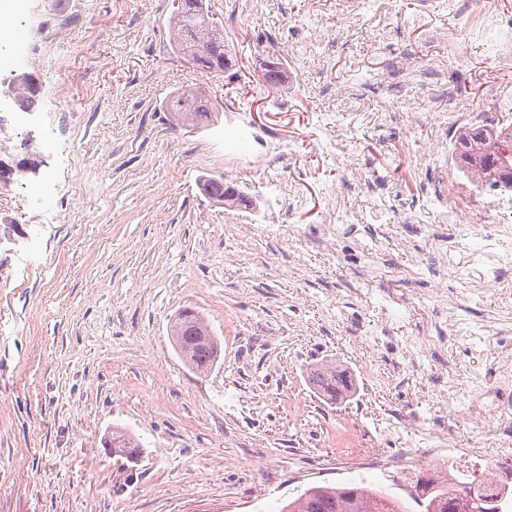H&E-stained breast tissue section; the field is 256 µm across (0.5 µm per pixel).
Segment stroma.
<instances>
[{
  "label": "stroma",
  "mask_w": 512,
  "mask_h": 512,
  "mask_svg": "<svg viewBox=\"0 0 512 512\" xmlns=\"http://www.w3.org/2000/svg\"><path fill=\"white\" fill-rule=\"evenodd\" d=\"M466 0H383L388 16L352 20L347 35L303 59L306 28H332L344 0H207L238 58L207 75L170 45L174 0H32L23 65L40 79L48 152L0 116V164L35 169L0 179V512H280L314 485H365L409 501L422 466L397 465L392 424L418 423L449 452L512 443V266L489 285L468 266V225L485 214L443 138L464 119L498 124L512 104L481 88L494 64L470 31ZM288 69L261 84L266 52ZM410 69H396L399 60ZM364 71L384 94L342 89ZM203 87L217 122L189 128L167 108ZM455 91L452 110L417 119ZM396 117L370 123L379 97ZM249 121V158L224 151V124ZM331 118L362 178L385 193L350 195L342 169L319 156ZM294 153L275 177L296 194L273 209L263 186L267 143ZM451 173L460 221L420 213ZM54 217L27 202L44 175ZM206 177L233 181L247 209L203 194ZM338 197L362 215L388 202L390 224L324 235L320 213ZM283 225L263 236L253 219ZM193 308L221 341L216 367L192 372L169 326ZM316 362L345 365L355 393L332 403L310 385ZM143 447L130 461L104 447L112 427ZM375 449L365 473L338 439Z\"/></svg>",
  "instance_id": "35a3bbf8"
}]
</instances>
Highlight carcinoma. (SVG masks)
Listing matches in <instances>:
<instances>
[{
    "mask_svg": "<svg viewBox=\"0 0 512 512\" xmlns=\"http://www.w3.org/2000/svg\"><path fill=\"white\" fill-rule=\"evenodd\" d=\"M171 43L178 51L191 56L193 63L209 73L222 75L233 67L231 50L224 41V29L209 14L205 0H181V5L170 18ZM263 82L276 88L287 82L288 74L281 60L270 61ZM13 101L24 109L34 106L39 88L37 78L23 73L11 81ZM169 111L186 126H196L209 119L208 99L195 88H184L168 102ZM502 131L483 125L469 127L457 140V159L467 164V170L479 169L485 174L492 189L512 188V141L501 138ZM202 192L215 202L232 204L244 202L242 192L223 180L206 178L201 182ZM173 346L185 364L197 374L209 373L216 364L212 333L205 319L192 309L180 311L170 325ZM308 379L318 394L331 402L343 401L354 392L350 373L338 366L315 364L309 368ZM112 454L128 460L136 459L141 445L126 431L116 428L105 440ZM431 492L412 499L422 512H484L480 501L482 490L498 485L495 475L487 474L477 482L459 484L450 490L444 483L429 479ZM471 490L461 495L462 488ZM281 512H409L405 504L366 487L333 488L314 486L305 489L288 502Z\"/></svg>",
    "mask_w": 512,
    "mask_h": 512,
    "instance_id": "obj_1",
    "label": "carcinoma"
}]
</instances>
